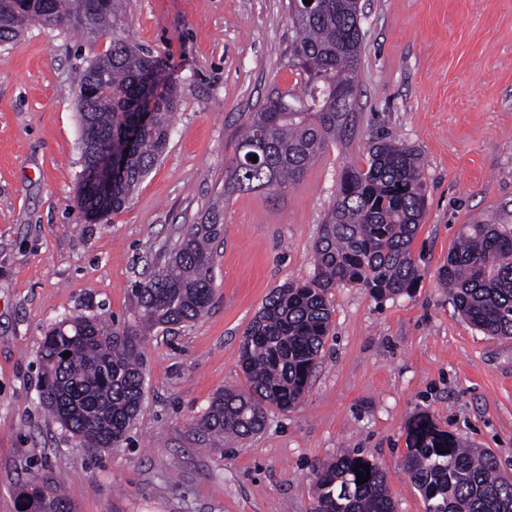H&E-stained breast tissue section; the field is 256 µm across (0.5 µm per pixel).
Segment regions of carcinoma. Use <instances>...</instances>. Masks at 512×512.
I'll use <instances>...</instances> for the list:
<instances>
[{
    "label": "carcinoma",
    "instance_id": "obj_1",
    "mask_svg": "<svg viewBox=\"0 0 512 512\" xmlns=\"http://www.w3.org/2000/svg\"><path fill=\"white\" fill-rule=\"evenodd\" d=\"M125 0H0V43L31 23L75 29L89 37L108 32ZM294 30L289 66L300 80L275 90L250 113L224 172V192L276 190L297 183L329 146L355 129L354 99L336 86L359 84L364 17L359 0H288ZM158 60L124 40L90 62L79 85L83 150L80 206L94 218L120 210L167 148L178 98L167 86L141 122L142 96L160 84ZM122 172L110 202L89 185L93 165L109 148L122 149ZM256 155L257 161L250 160ZM425 211V183L417 149L392 140L370 142L365 166L345 165L336 197L319 228L313 275L273 289L247 328L240 367L248 387H226L197 422L207 435L245 439L257 434L268 407L288 410L303 398L332 322L331 289L362 288L373 298L408 294L420 277L411 245ZM224 224L219 202L191 225L170 251L167 266L134 289L135 318L124 329L78 315L50 327L39 350V403L89 448H110L126 437L144 400L142 336L201 318L213 297L211 244ZM467 233L440 270L454 308L488 336L512 337V229L504 221L466 225ZM402 466L425 512H512V477L496 455L466 448L426 415L408 430ZM370 479L357 485L354 468ZM312 512H394L383 468L357 450L314 468ZM18 512H75L57 487L32 481L19 494Z\"/></svg>",
    "mask_w": 512,
    "mask_h": 512
}]
</instances>
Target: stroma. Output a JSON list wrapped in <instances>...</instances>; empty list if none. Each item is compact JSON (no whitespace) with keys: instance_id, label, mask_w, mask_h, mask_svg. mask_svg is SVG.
I'll use <instances>...</instances> for the list:
<instances>
[{"instance_id":"stroma-1","label":"stroma","mask_w":512,"mask_h":512,"mask_svg":"<svg viewBox=\"0 0 512 512\" xmlns=\"http://www.w3.org/2000/svg\"><path fill=\"white\" fill-rule=\"evenodd\" d=\"M288 0H127L114 35L29 25L0 44V512L31 477L76 512H311L314 465L357 449L383 467L395 512H425L401 465L418 416L512 475V338L454 309L438 272L463 225L512 211V0H363L351 140L273 191L224 194L249 113L297 82ZM152 51L179 96L169 145L125 207L98 221L78 202L77 92L113 38ZM385 136L421 154L426 211L412 294L334 289L330 333L301 403L269 408L253 437L213 449L197 422L243 388L242 336L268 293L313 273L319 226L345 164ZM224 199L214 297L203 317L142 342L145 398L116 446L84 447L43 407L39 349L51 325L131 323L132 289Z\"/></svg>"}]
</instances>
